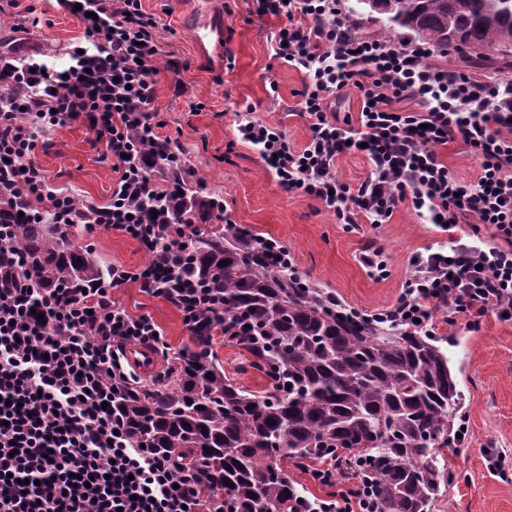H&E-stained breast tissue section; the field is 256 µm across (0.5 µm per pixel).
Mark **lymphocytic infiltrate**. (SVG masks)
<instances>
[{
	"label": "lymphocytic infiltrate",
	"instance_id": "lymphocytic-infiltrate-1",
	"mask_svg": "<svg viewBox=\"0 0 512 512\" xmlns=\"http://www.w3.org/2000/svg\"><path fill=\"white\" fill-rule=\"evenodd\" d=\"M59 3L85 14L84 39L65 64L24 54L19 39L0 44V207L24 205L35 224L123 231L151 260L113 266L108 280L87 287L63 280L45 288L10 225L0 224V512H213L197 475L138 445L107 407L114 389L137 378L127 345L162 341L149 316L113 302V289L137 284L173 303L191 327L207 306L184 265L171 262L184 247L171 217L153 210L164 191L149 168L164 142L154 108L158 22L142 0ZM252 4L257 16L282 19L270 36L273 56L303 75L304 147L256 121L239 127L280 186L318 200L351 232L389 223L404 205L448 236L411 257L399 296L377 320L431 333L437 307L452 327L512 316V80L448 69L420 43L361 34L345 0ZM348 93L361 101L354 119L333 108ZM78 120L106 143L119 175L107 203L83 209L35 157L40 137ZM456 141L479 163L475 180L457 178L442 158ZM358 152L367 177L338 178L339 159ZM485 227L497 245H486ZM310 475L328 494L299 512H378L347 455Z\"/></svg>",
	"mask_w": 512,
	"mask_h": 512
}]
</instances>
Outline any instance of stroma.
<instances>
[{
	"instance_id": "1",
	"label": "stroma",
	"mask_w": 512,
	"mask_h": 512,
	"mask_svg": "<svg viewBox=\"0 0 512 512\" xmlns=\"http://www.w3.org/2000/svg\"><path fill=\"white\" fill-rule=\"evenodd\" d=\"M158 20L166 52L157 60L160 92L156 101L162 132L182 147L181 160L204 194L223 199L231 220L259 237L286 248L297 270L318 287L336 292L349 308L373 314L393 303L407 276L410 258L442 241L432 225L420 223L412 210L398 206L390 223L347 232L317 200L286 193L257 150L242 140L238 126L244 115L285 133L290 145L303 146L309 128L296 113L303 75L274 59L270 35L281 24L253 13L251 0H219L230 60L223 71L201 63L192 32L193 0H142ZM80 17L58 0H0V41L23 32L29 54L65 58L84 37ZM180 62L178 73L165 71L166 59ZM184 93H176L175 84ZM37 160L54 186L76 204L109 201L118 175L104 144L84 122L76 121L45 135ZM76 247L105 265L136 268L149 256L123 232L98 225L67 228ZM375 236L384 250L388 274L378 278L362 266L365 236ZM116 304L134 315H146L160 326L166 344L148 385L168 372L174 353L190 343L182 313L168 301L142 293L137 285L113 289ZM446 336L450 367L463 394L461 417L468 426L464 443L448 460L454 481L430 512H512V480L490 474L485 448L512 450V321L487 315L478 328L459 327Z\"/></svg>"
}]
</instances>
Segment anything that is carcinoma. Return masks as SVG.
<instances>
[{"label": "carcinoma", "instance_id": "1", "mask_svg": "<svg viewBox=\"0 0 512 512\" xmlns=\"http://www.w3.org/2000/svg\"><path fill=\"white\" fill-rule=\"evenodd\" d=\"M369 10L437 47L512 48V0H377ZM165 153L154 160L168 186L161 205L179 220L211 221L204 230L187 225L179 255L214 305L199 312L193 347L175 358L170 378L114 395L131 435L200 475L208 499L224 494V512H296L286 464L339 450L356 454L379 512H429L448 490L443 449L457 441L462 405L442 339L336 305V296L288 271L277 244L224 223L219 204ZM2 220L14 225L44 286L63 272L82 285L108 276L61 225L29 224L14 209ZM219 339L264 374L265 389L224 372L213 350Z\"/></svg>", "mask_w": 512, "mask_h": 512}]
</instances>
